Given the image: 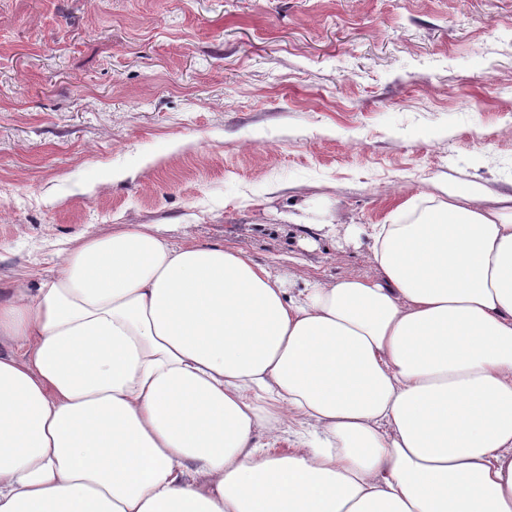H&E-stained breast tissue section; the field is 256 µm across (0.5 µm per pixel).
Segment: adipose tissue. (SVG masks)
<instances>
[{
	"mask_svg": "<svg viewBox=\"0 0 512 512\" xmlns=\"http://www.w3.org/2000/svg\"><path fill=\"white\" fill-rule=\"evenodd\" d=\"M450 197L377 282L129 224L1 288L0 512H512V196ZM277 403L323 447L261 453Z\"/></svg>",
	"mask_w": 512,
	"mask_h": 512,
	"instance_id": "obj_1",
	"label": "adipose tissue"
}]
</instances>
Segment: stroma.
I'll return each mask as SVG.
<instances>
[{"label":"stroma","mask_w":512,"mask_h":512,"mask_svg":"<svg viewBox=\"0 0 512 512\" xmlns=\"http://www.w3.org/2000/svg\"><path fill=\"white\" fill-rule=\"evenodd\" d=\"M449 187L512 195V0H0L1 285L128 224L376 280L371 225ZM320 429L282 404L254 440Z\"/></svg>","instance_id":"1"}]
</instances>
